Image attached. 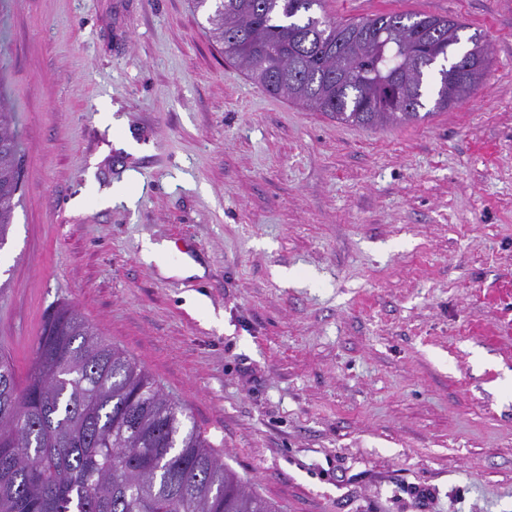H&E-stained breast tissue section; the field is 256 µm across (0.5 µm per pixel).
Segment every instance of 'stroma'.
<instances>
[{
    "mask_svg": "<svg viewBox=\"0 0 512 512\" xmlns=\"http://www.w3.org/2000/svg\"><path fill=\"white\" fill-rule=\"evenodd\" d=\"M382 11L480 33L471 95L360 128L254 85L189 0H0V352L28 372L68 303L282 512H512V0L327 13ZM18 141L13 116L0 105V245L7 239L20 189Z\"/></svg>",
    "mask_w": 512,
    "mask_h": 512,
    "instance_id": "35a3bbf8",
    "label": "stroma"
}]
</instances>
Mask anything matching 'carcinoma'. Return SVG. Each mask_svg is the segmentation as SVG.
I'll return each instance as SVG.
<instances>
[{
  "label": "carcinoma",
  "mask_w": 512,
  "mask_h": 512,
  "mask_svg": "<svg viewBox=\"0 0 512 512\" xmlns=\"http://www.w3.org/2000/svg\"><path fill=\"white\" fill-rule=\"evenodd\" d=\"M211 39L254 84L358 127L446 110L488 62L467 24L424 13L359 21L324 0H191ZM20 189L12 113L0 107V244ZM21 376L0 355V512H278L219 458L149 373L65 304L50 309Z\"/></svg>",
  "instance_id": "obj_1"
}]
</instances>
